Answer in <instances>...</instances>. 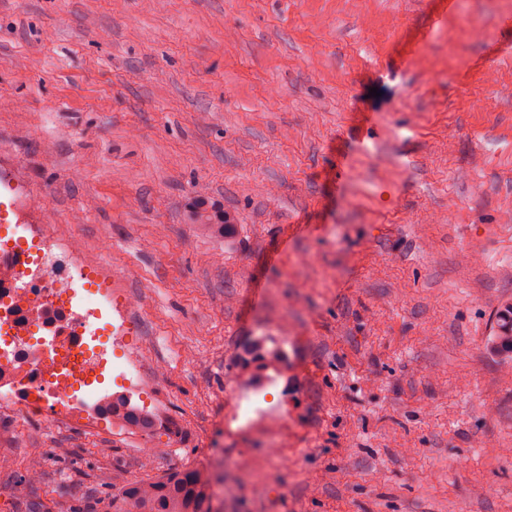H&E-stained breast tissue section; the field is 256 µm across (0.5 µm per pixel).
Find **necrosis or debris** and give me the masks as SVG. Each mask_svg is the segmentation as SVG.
Returning a JSON list of instances; mask_svg holds the SVG:
<instances>
[{"label": "necrosis or debris", "mask_w": 512, "mask_h": 512, "mask_svg": "<svg viewBox=\"0 0 512 512\" xmlns=\"http://www.w3.org/2000/svg\"><path fill=\"white\" fill-rule=\"evenodd\" d=\"M127 303L48 224H0V409L61 427L112 419L107 378L140 381Z\"/></svg>", "instance_id": "1"}]
</instances>
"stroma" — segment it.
<instances>
[{"instance_id":"stroma-1","label":"stroma","mask_w":512,"mask_h":512,"mask_svg":"<svg viewBox=\"0 0 512 512\" xmlns=\"http://www.w3.org/2000/svg\"><path fill=\"white\" fill-rule=\"evenodd\" d=\"M0 161L159 384L1 415L0 512H512V0H0ZM210 477L199 469H176L148 482L112 492L106 512H211Z\"/></svg>"}]
</instances>
